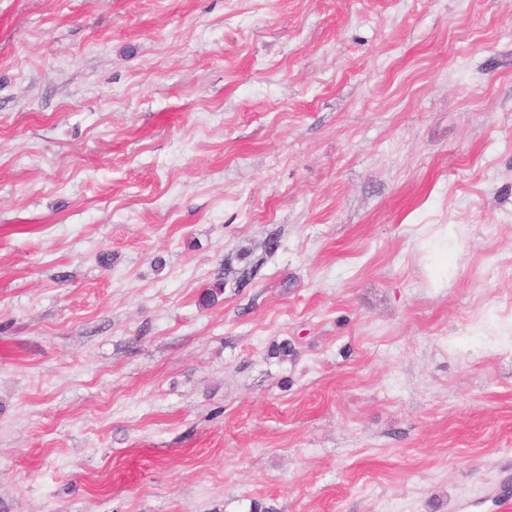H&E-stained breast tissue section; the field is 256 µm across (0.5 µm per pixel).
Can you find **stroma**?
Masks as SVG:
<instances>
[{"instance_id":"stroma-1","label":"stroma","mask_w":512,"mask_h":512,"mask_svg":"<svg viewBox=\"0 0 512 512\" xmlns=\"http://www.w3.org/2000/svg\"><path fill=\"white\" fill-rule=\"evenodd\" d=\"M507 484L512 0H0V512ZM264 263L265 258L260 257L255 261L244 265L243 267L235 268L230 259H225L222 276H219L215 280L213 286L207 289V291H205L202 295L201 301L203 305H213L218 301V297L223 295L225 284L224 279L227 276L232 275L236 284V288H245L257 277Z\"/></svg>"}]
</instances>
